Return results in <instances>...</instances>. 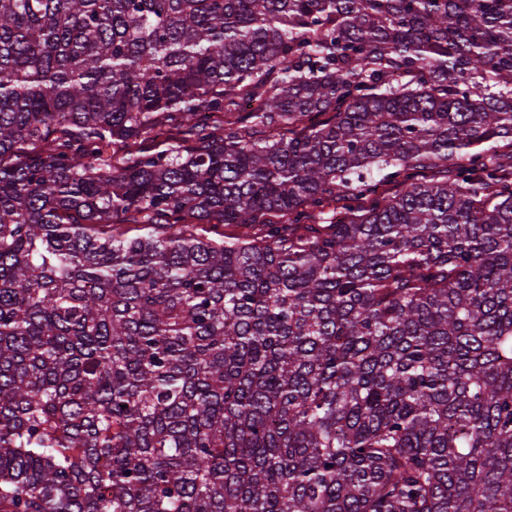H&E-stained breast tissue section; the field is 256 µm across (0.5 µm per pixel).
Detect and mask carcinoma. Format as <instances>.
<instances>
[{
	"label": "carcinoma",
	"mask_w": 512,
	"mask_h": 512,
	"mask_svg": "<svg viewBox=\"0 0 512 512\" xmlns=\"http://www.w3.org/2000/svg\"><path fill=\"white\" fill-rule=\"evenodd\" d=\"M0 512H512V0H0Z\"/></svg>",
	"instance_id": "1"
}]
</instances>
